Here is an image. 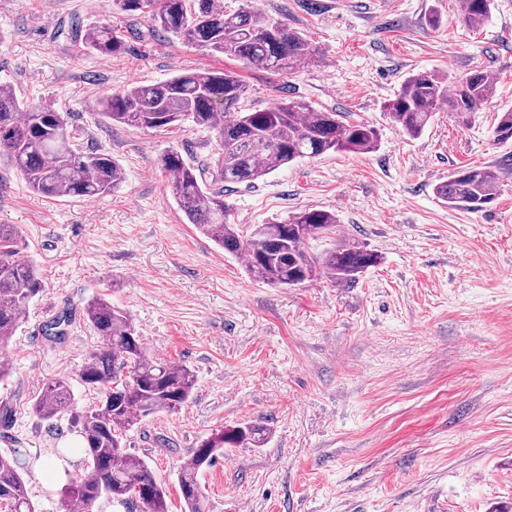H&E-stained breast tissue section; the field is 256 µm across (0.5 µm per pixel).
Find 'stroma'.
I'll return each instance as SVG.
<instances>
[{
  "mask_svg": "<svg viewBox=\"0 0 512 512\" xmlns=\"http://www.w3.org/2000/svg\"><path fill=\"white\" fill-rule=\"evenodd\" d=\"M303 32L321 63L268 73L151 35L121 16L127 51L105 57L76 35L112 19L109 0H0V83L27 104L64 113L84 147L110 154L124 181L96 198L49 199L0 164V224L18 228L17 257L43 280L7 350L0 381V453L20 449L37 512H65L63 473L46 459L74 436L67 419L41 420L34 401L58 376L73 379L77 408L98 402L76 376L100 343L84 318L102 297L126 311L150 357L196 375L192 400L125 435L181 512L176 474L197 445L244 422L271 431L261 448H228L198 476L212 512H512V144L495 141L512 109V0H494L473 29L460 0H257ZM440 16L439 27L429 23ZM230 68L256 110L282 97L373 125L365 155L300 159L228 192L242 228L305 208L335 211V241L376 252L355 280L326 277L277 288L253 281L194 225L166 188L158 156L177 147L209 158L214 133L117 125L97 99L184 69ZM485 70L494 97L469 124L440 109L415 138L384 105L419 71L462 77ZM500 172L496 201L471 213L436 189L464 166ZM67 316L65 336L40 325Z\"/></svg>",
  "mask_w": 512,
  "mask_h": 512,
  "instance_id": "obj_1",
  "label": "stroma"
}]
</instances>
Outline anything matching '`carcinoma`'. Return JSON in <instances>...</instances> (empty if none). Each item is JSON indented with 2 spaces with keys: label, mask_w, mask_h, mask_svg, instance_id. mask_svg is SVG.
I'll list each match as a JSON object with an SVG mask.
<instances>
[{
  "label": "carcinoma",
  "mask_w": 512,
  "mask_h": 512,
  "mask_svg": "<svg viewBox=\"0 0 512 512\" xmlns=\"http://www.w3.org/2000/svg\"><path fill=\"white\" fill-rule=\"evenodd\" d=\"M493 0H464L462 21L478 28L491 13ZM115 14L148 19L151 31L225 55L246 65L279 73L294 72L319 61L316 48L300 31L249 5L232 13L216 0H111ZM82 47L106 57L126 52V39L110 23L86 29ZM246 88L230 70L190 69L164 82L137 84L114 91L97 102L114 123L147 130L171 131L191 123L216 132L212 161L196 165L170 148L158 159L167 188L187 221L225 253L245 257L256 280L275 287L302 285L324 274L331 280L355 278L379 262L366 246L342 243L320 257L307 242L337 232L335 212L304 209L283 220L257 224L245 232L230 223L224 193L231 185L252 184L298 158L327 152L368 154L378 143L374 127L301 100H284L271 109L243 105ZM495 94L487 72L473 69L447 83L428 71L405 78L385 109L393 125L410 137L421 135L442 107L458 122L469 123ZM495 139L512 141V111L502 113ZM18 169L31 190L51 198H93L116 189L122 174L112 157L76 143L63 113L50 105L28 108L7 83H0V158ZM499 175L490 166L455 171L437 187L448 205L479 212L497 197ZM17 227L0 224V350L14 336L30 301L43 290L35 265L15 258ZM85 318L101 338L87 356L78 378L101 394L99 404L79 411L72 402L71 378L48 382L34 409L40 419L69 415L81 443L64 449L87 457L84 474L66 488L67 512H89L103 496L127 509L169 512L166 490L148 464L127 451L123 433L142 418L174 412L191 398L194 373L184 365L152 359L130 316L99 298ZM270 430L243 423L211 434L194 449L178 473L184 512H210L198 481L200 471L226 448H259ZM17 452L0 454V506L5 512H36L20 472Z\"/></svg>",
  "instance_id": "obj_1"
}]
</instances>
